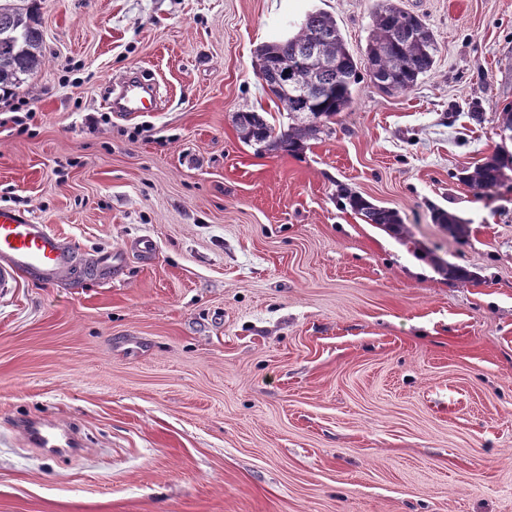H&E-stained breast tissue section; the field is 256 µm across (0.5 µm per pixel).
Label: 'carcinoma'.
I'll return each instance as SVG.
<instances>
[{"label": "carcinoma", "mask_w": 512, "mask_h": 512, "mask_svg": "<svg viewBox=\"0 0 512 512\" xmlns=\"http://www.w3.org/2000/svg\"><path fill=\"white\" fill-rule=\"evenodd\" d=\"M36 11L33 2L21 7L15 0H0V97L17 89L22 77L42 63L43 32ZM436 52L433 32L396 0H380L359 57L350 51L330 14L310 12L293 36L258 50L259 77L288 112L291 123L277 132L259 113L239 112L235 122L240 138L269 151H300L324 123L350 107L360 71L387 92H405L432 70ZM510 164L512 157L494 155L463 181L477 191L487 190L500 184ZM350 204L367 223L395 234L402 230L395 212L359 196L351 197ZM434 218L451 236H466L467 225L456 215L438 211Z\"/></svg>", "instance_id": "1"}]
</instances>
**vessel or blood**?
<instances>
[{"label":"vessel or blood","mask_w":512,"mask_h":512,"mask_svg":"<svg viewBox=\"0 0 512 512\" xmlns=\"http://www.w3.org/2000/svg\"><path fill=\"white\" fill-rule=\"evenodd\" d=\"M153 87L141 73L125 77L113 99L118 111L135 114L145 111ZM75 266V250L69 240L48 225L13 209L0 208V291L9 292L23 278L52 284ZM30 446L53 450L69 448L73 439L48 422L22 423Z\"/></svg>","instance_id":"obj_1"}]
</instances>
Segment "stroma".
Listing matches in <instances>:
<instances>
[{
	"label": "stroma",
	"mask_w": 512,
	"mask_h": 512,
	"mask_svg": "<svg viewBox=\"0 0 512 512\" xmlns=\"http://www.w3.org/2000/svg\"><path fill=\"white\" fill-rule=\"evenodd\" d=\"M378 2L39 0L31 117L0 107V206L78 261L0 296V512H512V170L461 179L512 153V0H398L433 69L399 93L360 74L298 154L235 123L288 126L262 45L321 10L361 54ZM136 69L158 106L115 112ZM31 419L84 453L29 447ZM509 163L512 166V156L506 158L504 156L494 155L484 163L475 167L472 172L466 174L462 179L474 190H487L500 184L504 177V168H506ZM352 208L369 224H376L383 229L398 234L402 230V223L398 215L386 208L367 202L359 196L350 198Z\"/></svg>",
	"instance_id": "35a3bbf8"
}]
</instances>
